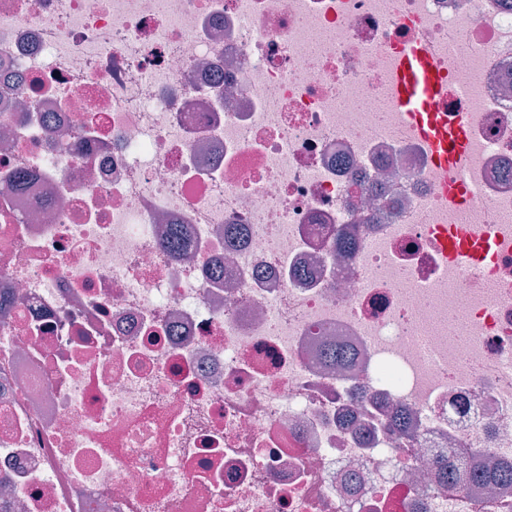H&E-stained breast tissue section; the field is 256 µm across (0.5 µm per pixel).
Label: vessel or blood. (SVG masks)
I'll return each instance as SVG.
<instances>
[{"mask_svg":"<svg viewBox=\"0 0 512 512\" xmlns=\"http://www.w3.org/2000/svg\"><path fill=\"white\" fill-rule=\"evenodd\" d=\"M447 95L448 89L436 71L428 48L418 42L405 45L392 104L418 130L432 155L451 163L458 184L463 186L469 170L467 121L461 118L449 125L431 110L432 101Z\"/></svg>","mask_w":512,"mask_h":512,"instance_id":"obj_1","label":"vessel or blood"}]
</instances>
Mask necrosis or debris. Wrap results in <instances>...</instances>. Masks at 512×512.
<instances>
[{
    "label": "necrosis or debris",
    "mask_w": 512,
    "mask_h": 512,
    "mask_svg": "<svg viewBox=\"0 0 512 512\" xmlns=\"http://www.w3.org/2000/svg\"><path fill=\"white\" fill-rule=\"evenodd\" d=\"M462 453L512 462V0H0V512H512ZM448 96V88L436 71L428 48L412 42L401 52L397 89L392 104L403 112L440 162L452 164L460 193L467 185L469 155L466 149L467 120L464 117L447 126L431 102ZM433 468L435 479L441 485L482 478H487L490 484L505 489L512 485V464L502 467L488 477L479 471L474 461L464 457L436 463Z\"/></svg>",
    "instance_id": "4bbe7bcc"
}]
</instances>
